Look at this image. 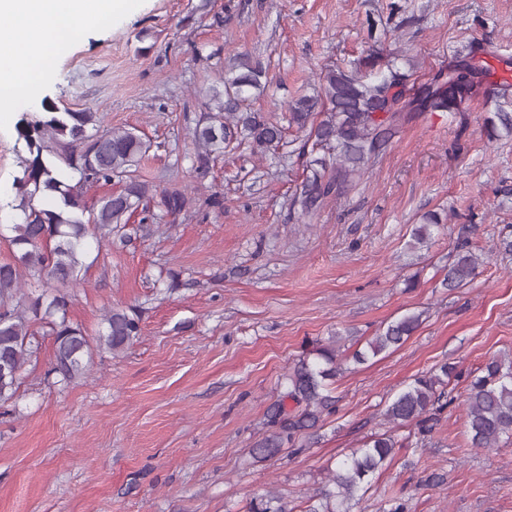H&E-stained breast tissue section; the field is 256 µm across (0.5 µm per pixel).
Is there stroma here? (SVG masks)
<instances>
[{
	"label": "stroma",
	"mask_w": 512,
	"mask_h": 512,
	"mask_svg": "<svg viewBox=\"0 0 512 512\" xmlns=\"http://www.w3.org/2000/svg\"><path fill=\"white\" fill-rule=\"evenodd\" d=\"M483 92L467 112H427L399 123L369 174L313 218L293 199L311 156L281 148L258 158L226 151L205 179L192 168L197 90L228 75L234 55L265 68L270 86L253 110L285 126L284 104L313 94L321 68L369 53L404 58L408 91L447 68L462 44ZM512 83V0H136L111 26L78 34L43 101L95 113L105 129L134 128L152 142L141 180L175 184L190 203L176 220L142 223L103 245L68 316L88 333L106 308L141 315L123 351H94L68 386L49 369L54 339L30 324L36 351L15 396L0 403V512H245L276 488L295 512L373 436L396 441L353 512H512V444L471 447L462 406L467 374L512 356V139L489 140V91ZM25 150L0 127V263L23 223L13 187ZM222 205L210 206L212 195ZM445 220L423 244V215ZM483 263L448 287L457 239ZM407 313L418 329L398 348L349 358ZM337 336L347 370L336 411L298 449L256 461L251 449L284 376L315 343ZM457 366L455 401L426 426L390 427L383 413L416 377Z\"/></svg>",
	"instance_id": "1"
}]
</instances>
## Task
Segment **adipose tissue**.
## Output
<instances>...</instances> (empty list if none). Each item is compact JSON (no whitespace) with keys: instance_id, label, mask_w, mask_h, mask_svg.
Wrapping results in <instances>:
<instances>
[{"instance_id":"adipose-tissue-1","label":"adipose tissue","mask_w":512,"mask_h":512,"mask_svg":"<svg viewBox=\"0 0 512 512\" xmlns=\"http://www.w3.org/2000/svg\"><path fill=\"white\" fill-rule=\"evenodd\" d=\"M133 0H0V125L19 102L38 106L41 90L77 30L128 13Z\"/></svg>"}]
</instances>
